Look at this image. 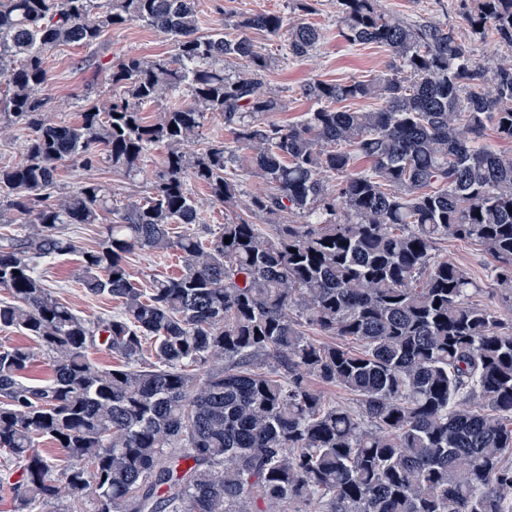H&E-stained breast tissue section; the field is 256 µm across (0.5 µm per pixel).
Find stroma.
Returning <instances> with one entry per match:
<instances>
[{"label":"stroma","instance_id":"stroma-1","mask_svg":"<svg viewBox=\"0 0 512 512\" xmlns=\"http://www.w3.org/2000/svg\"><path fill=\"white\" fill-rule=\"evenodd\" d=\"M381 5L386 12L403 15L411 21L436 19L454 28L463 26L461 0H381ZM196 10L198 32L202 35L222 29L224 17L230 13L266 11L291 18L301 15L291 0H197ZM308 20L321 28L323 39L316 50L299 59L287 56L283 41L259 30L250 33L256 47L270 59L264 81L282 104L281 111L271 113L270 118L282 124L297 121L312 109V102L300 95L301 87L307 82L368 79L385 72L391 62L385 48L354 46L340 37L336 0H316L315 11ZM171 53L172 44L166 37L136 22L104 32L97 43L90 46H55L46 55L50 77L44 92L46 113L57 121L78 123L86 104L115 95V87L105 79L110 65L127 55L155 60L169 57ZM165 155L164 145L153 146L131 178L113 170L104 159L90 168L78 162L62 163L54 194L59 197L84 182L96 181L109 186L118 200L139 199L152 186ZM228 173L239 182L241 189L231 203H215L203 185L195 182L188 185L201 218L200 225L196 227L199 234L217 230L225 221L245 215L248 198L266 188L263 180L248 173L241 163L230 164ZM436 252L439 257L465 269L479 283L480 289L474 297L476 303L496 310L502 316L512 317V308L504 304L496 293L491 278L494 261L482 246L474 242L445 240L437 244ZM127 262L137 285L142 288L148 287L153 278L176 275L184 268L183 258L175 250L163 257L137 251L128 256ZM76 271L77 258L73 255L45 261L39 266L40 274L55 296L81 315L95 319L114 313L116 302L86 295L75 278Z\"/></svg>","mask_w":512,"mask_h":512}]
</instances>
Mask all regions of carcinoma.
Segmentation results:
<instances>
[{
  "label": "carcinoma",
  "instance_id": "carcinoma-1",
  "mask_svg": "<svg viewBox=\"0 0 512 512\" xmlns=\"http://www.w3.org/2000/svg\"><path fill=\"white\" fill-rule=\"evenodd\" d=\"M336 4L340 36L386 48L391 64L367 81L307 83L316 108L280 124L267 119L281 102L248 31H286L302 58L322 39L313 24L251 13L228 39L197 33L195 0H0V113L29 131L25 161L0 167V224L25 228L0 235V330L35 342L0 344L16 512L63 495L89 512H512V320L473 302L477 281L434 253L442 240L478 243L512 302V157L480 143L489 123L512 141V0L463 13L472 36L506 49L490 66L439 22L380 0ZM131 22L167 37L173 56L121 59L108 81L126 94L77 124L44 116L45 53ZM226 59L244 68L226 73ZM183 91L191 104L144 120L146 105ZM365 99L379 106L337 108ZM207 112L233 145L191 151ZM158 143L163 170L140 200L118 205L94 181L49 193L68 159L91 167L102 155L131 176ZM238 150L269 186L248 212L303 223L267 235L238 217L209 239L191 228L201 218L186 182L235 199L224 171ZM359 160L369 167L355 170ZM105 212L97 246L68 235ZM172 249L184 272L139 287L125 256ZM70 254L82 288L117 312L92 320L53 295L38 267ZM95 348L122 363L96 365ZM40 363L47 376L31 377ZM310 376L358 408L327 402Z\"/></svg>",
  "mask_w": 512,
  "mask_h": 512
}]
</instances>
